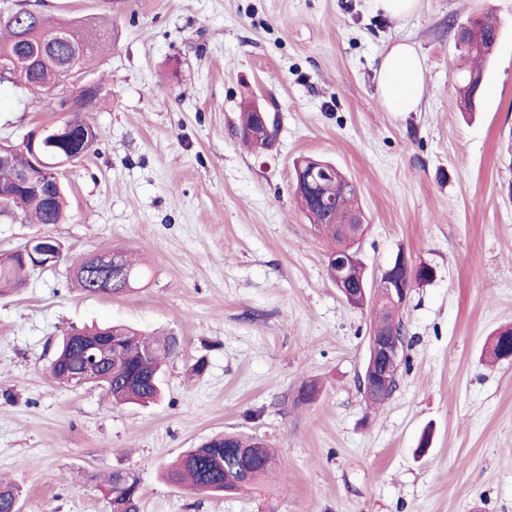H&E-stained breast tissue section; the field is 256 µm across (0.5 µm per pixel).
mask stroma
<instances>
[{
  "label": "stroma",
  "mask_w": 512,
  "mask_h": 512,
  "mask_svg": "<svg viewBox=\"0 0 512 512\" xmlns=\"http://www.w3.org/2000/svg\"><path fill=\"white\" fill-rule=\"evenodd\" d=\"M479 13L500 36L465 114L456 32ZM115 24L97 65L110 94L89 115L102 138L61 175L66 221L0 222V251L50 236L68 253H134L148 276L94 296L60 264L0 296V479L22 512H110L99 479L116 469L139 475L140 512H512V360L487 359L512 326V0H421L403 21L378 0H139ZM402 39L426 92L388 112L376 77ZM247 102L278 117L267 152L238 135ZM59 119L0 85L1 143ZM306 156L357 184L369 278L400 252L435 270L401 312L398 387L375 410L360 388L373 312L328 278L329 245L293 189ZM91 324L178 336L162 400L115 407L50 377L61 331ZM225 432L274 448L276 473L234 494L161 479Z\"/></svg>",
  "instance_id": "35a3bbf8"
}]
</instances>
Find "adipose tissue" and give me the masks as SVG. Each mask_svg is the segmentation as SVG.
<instances>
[{
  "mask_svg": "<svg viewBox=\"0 0 512 512\" xmlns=\"http://www.w3.org/2000/svg\"><path fill=\"white\" fill-rule=\"evenodd\" d=\"M381 105L389 112H413L425 95L424 64L411 43L398 40L389 45L377 73Z\"/></svg>",
  "mask_w": 512,
  "mask_h": 512,
  "instance_id": "1",
  "label": "adipose tissue"
}]
</instances>
